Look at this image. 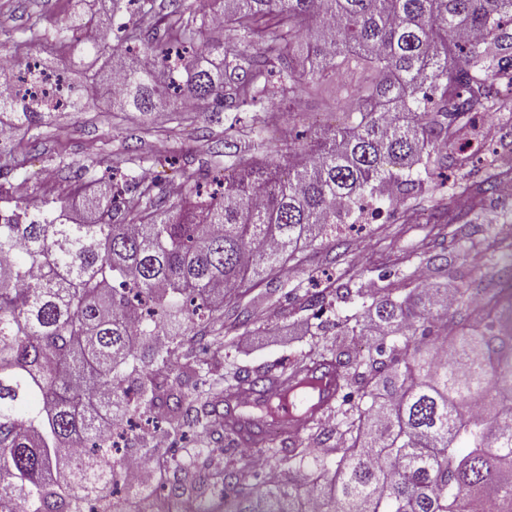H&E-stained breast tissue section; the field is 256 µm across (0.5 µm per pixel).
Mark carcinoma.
I'll return each instance as SVG.
<instances>
[{
    "label": "carcinoma",
    "instance_id": "cac0c4a2",
    "mask_svg": "<svg viewBox=\"0 0 512 512\" xmlns=\"http://www.w3.org/2000/svg\"><path fill=\"white\" fill-rule=\"evenodd\" d=\"M172 2L169 45L123 28L142 58L135 65L112 50L119 89L108 90L110 105L151 113L203 100L228 111L229 127L258 136L248 151L227 153L217 190L183 168L168 207L155 183L140 181L110 185L109 204L89 224L67 223L49 201L17 204L0 223V512H79L85 495L97 512H126L135 491L101 494L118 486L121 460L99 427L116 401L129 415L112 424L122 444L139 429L140 454L164 463L151 512H473L477 502L512 512V243L487 245L489 275L505 277L499 288L426 285L413 270L373 285L380 298L344 320L346 332L375 336L364 355L324 343L263 375L230 367L219 382L194 354L229 347L248 319L224 305L256 278L286 272L359 199L391 203L422 185L407 174L414 165L467 166L469 157L448 152L464 117L512 112V0H210L211 14L187 21L185 0ZM218 17L257 51L198 44ZM84 28L58 40L100 54L109 35L85 41ZM45 34L35 19L14 52L42 45ZM340 70L362 76L342 86L357 103L338 126L275 146L262 136L277 103L300 108ZM44 117L35 99L0 91V129ZM507 181L512 168L488 160L479 179L453 184L442 209L464 198L472 213ZM434 218L441 240L465 236ZM351 295L327 288L294 299L293 310ZM147 338L152 346L138 353ZM313 360L341 372L328 412L332 464L317 454L328 432L313 418L297 440L262 436L253 446L278 481L250 456L229 455L209 475L210 496L183 503L171 475L211 466L187 433L238 444L219 407L245 385L290 387ZM310 476L320 490L314 508Z\"/></svg>",
    "mask_w": 512,
    "mask_h": 512
}]
</instances>
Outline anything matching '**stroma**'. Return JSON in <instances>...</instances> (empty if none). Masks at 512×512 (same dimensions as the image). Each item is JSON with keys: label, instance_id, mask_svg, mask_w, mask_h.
I'll return each mask as SVG.
<instances>
[{"label": "stroma", "instance_id": "obj_1", "mask_svg": "<svg viewBox=\"0 0 512 512\" xmlns=\"http://www.w3.org/2000/svg\"><path fill=\"white\" fill-rule=\"evenodd\" d=\"M172 6L170 0H154L150 17L130 12L127 0H0V44L8 37H20L32 19L50 20V35L70 29L76 19H93L98 29L117 32L124 23L137 24L146 39L165 43L167 19ZM24 60L38 59L53 72L66 75L72 86L86 89L92 83H105L110 71L104 59H97L85 69H71L67 47L53 45L51 51L36 48L21 50ZM343 103L335 94L306 99L303 119L288 120L287 107H280L271 127L275 137L295 132H309L317 127L336 125ZM512 123V114L481 112L472 116L463 138L476 155H483L498 135L500 128ZM234 141L245 147L247 135L229 129L225 112L208 108L184 116L169 115L161 119L151 114L112 111L104 97L90 98L83 111L58 110L49 121L19 132L14 152L19 165L11 171L0 170V184L9 185L25 181L28 194L26 205L41 199H54V183L78 187L80 194L95 192L106 194L109 177L114 170L141 176L150 171L169 192L179 189L178 168L190 165L200 173L208 174L225 162L224 143ZM142 157V166L128 163L129 155ZM448 194L443 177L431 175L425 179L423 189L404 197L396 211L384 212L377 222L352 230L340 225L338 234L349 247L340 263H333V241L317 240L305 251L301 265L291 266L288 273L271 281H264L250 294L237 301L239 311L250 313L253 319L248 330L239 331V339L230 349L210 351L206 361L215 374H223L226 363H234L247 370H260L280 363H290L313 347V321L307 313L285 315L283 307L289 299L308 292L334 286L356 288L377 281L379 274H400L401 258L421 249L430 238L431 227L415 222V215L430 212L440 206ZM512 227V198L487 201L476 214L470 215L466 231L477 249L458 256L455 248L441 249L433 245V252L447 251L448 265L442 269L428 268L429 279L443 281L463 278L473 287H481L482 276L488 267V257L482 244L500 237L503 230ZM362 300L351 297L340 304L338 315L322 317L323 339L355 353L367 352L374 346L370 336H345L336 326L338 317L355 314Z\"/></svg>", "mask_w": 512, "mask_h": 512}]
</instances>
